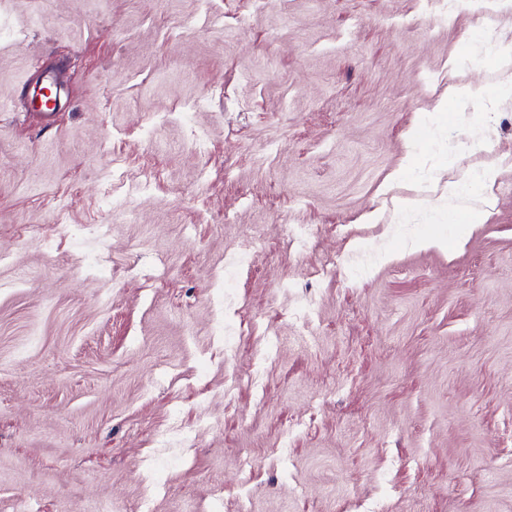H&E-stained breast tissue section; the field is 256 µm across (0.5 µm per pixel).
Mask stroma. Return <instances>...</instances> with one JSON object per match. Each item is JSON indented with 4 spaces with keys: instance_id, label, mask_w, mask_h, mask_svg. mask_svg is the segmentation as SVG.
Returning <instances> with one entry per match:
<instances>
[{
    "instance_id": "1",
    "label": "stroma",
    "mask_w": 512,
    "mask_h": 512,
    "mask_svg": "<svg viewBox=\"0 0 512 512\" xmlns=\"http://www.w3.org/2000/svg\"><path fill=\"white\" fill-rule=\"evenodd\" d=\"M501 49L499 0H0V512H512Z\"/></svg>"
}]
</instances>
